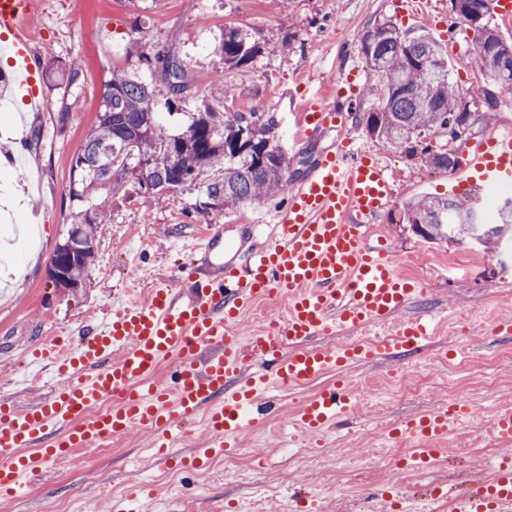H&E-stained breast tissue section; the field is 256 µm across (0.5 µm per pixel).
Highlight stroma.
Listing matches in <instances>:
<instances>
[{
  "mask_svg": "<svg viewBox=\"0 0 512 512\" xmlns=\"http://www.w3.org/2000/svg\"><path fill=\"white\" fill-rule=\"evenodd\" d=\"M38 6L33 48L43 65L76 58L81 70L72 82L59 75L39 81L45 112L27 111L20 97L0 95V130L9 134L0 143V382L6 396L22 406L49 394L54 380L18 372L15 356L44 338L81 335L111 311L114 296L144 299L159 282L190 275V248L208 226H223L225 237L238 238L244 224L253 223L259 242L272 231L277 198L197 215L188 211L194 189L159 199L131 183L118 193L103 183L96 196L114 199L96 217L94 258L82 288L67 292L50 281V257L72 212L81 208L70 197L72 160L96 121L105 81L113 69H126L153 83L157 109L165 111L167 90L148 61L168 50L193 78L170 126L186 122L201 104L223 105L229 88L234 111L274 115L273 135L284 145L293 134L284 114L287 99H303L340 70L355 71L362 100L349 125L360 145L387 166L398 193L372 234L386 240L422 290L399 318L427 320L430 337L421 349L347 365L344 373L359 389L356 407L325 432L323 447H312L296 420L301 403L333 386L335 374L288 387L273 381L259 417L240 438L236 466L225 467L219 456L207 469L183 468L181 456L205 438L203 418L183 424L166 464L149 454L150 432L137 428L121 443L83 451L81 466L48 465L23 487L15 512H50L58 502L74 503L76 512H111L113 498L121 496L130 497L138 512H292L298 499L317 500L323 512H390L385 496L394 488L426 497V512H441L444 500L434 497L435 489L458 493L468 478L492 469L501 448L488 421L469 418L451 427L437 467L428 471L395 472L410 443L390 435L399 421L461 400L480 401L490 413L512 405V334L499 327L500 320L512 319V252L429 242L413 233L404 203L450 195V174L370 138L362 122L382 83L366 65L360 36L389 21L440 40L461 92L479 97L494 91L492 125L476 121L462 154L485 141L491 127L512 130V87L498 85L474 62L473 30L461 24L454 39L445 37L450 0H431L416 20L402 0H290L282 12L270 0H158L141 18L127 0H38ZM228 26L247 30L260 52L253 62L225 70L217 84L215 47ZM90 30L95 39L87 38ZM34 132L38 142L21 148ZM405 371L410 384L397 386L396 376Z\"/></svg>",
  "mask_w": 512,
  "mask_h": 512,
  "instance_id": "stroma-1",
  "label": "stroma"
}]
</instances>
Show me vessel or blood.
<instances>
[{"instance_id":"b4317fda","label":"vessel or blood","mask_w":512,"mask_h":512,"mask_svg":"<svg viewBox=\"0 0 512 512\" xmlns=\"http://www.w3.org/2000/svg\"><path fill=\"white\" fill-rule=\"evenodd\" d=\"M36 0H0V49L14 66L13 91L31 110L45 111L36 77L40 58L31 46ZM358 88L315 93L293 114L294 143L324 129H341L340 141L300 179L288 201L275 210V231L257 246L224 238L222 226L195 244V259L216 269L191 290L162 283L144 302H128L70 342L39 345L19 366L36 372L53 367L61 384L40 401L20 407L0 401V492L10 493L44 467L72 459L115 434L134 427L152 431L156 456L169 458L175 430L205 414L207 436L187 464L206 467L234 448L249 420L246 410L269 380L303 384L355 361H369L421 347L425 324L405 320L393 336L338 349L312 341L337 327L382 326L417 293L400 263L367 228L395 203L386 167L353 149L345 134L349 112L358 107ZM488 148H476L453 176L460 182L512 180V131L491 134ZM282 296L288 307L268 330L243 338L235 328L242 313L260 299ZM177 357L174 383L156 377L162 361ZM111 412L92 414L105 395ZM355 393L346 380L306 399L300 431L322 444L326 428L353 411ZM471 406L452 405L410 420L396 436L416 442L409 464L432 467L436 442L469 415ZM456 512H512V454H502L491 481L473 483L456 496Z\"/></svg>"}]
</instances>
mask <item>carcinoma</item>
Masks as SVG:
<instances>
[{
  "label": "carcinoma",
  "mask_w": 512,
  "mask_h": 512,
  "mask_svg": "<svg viewBox=\"0 0 512 512\" xmlns=\"http://www.w3.org/2000/svg\"><path fill=\"white\" fill-rule=\"evenodd\" d=\"M467 12L482 17L477 32L475 57L492 78L504 69L512 78V43L500 35L494 22L496 0H460ZM361 50L372 71L383 83V95L366 112L365 126L371 137L398 151L423 157L436 169L452 171L460 163L452 152H436L431 141L439 137L448 122L458 117L459 89L448 69V57L439 43L427 34L410 35L396 27L386 31L378 25L366 30ZM223 67L214 71V81L222 82L224 69L251 62L259 53L249 33L238 27L224 28L215 48ZM155 72L162 83L174 82L184 90L192 78L183 60L174 52L156 57ZM181 130L172 129L156 111L155 91L126 71H113L105 82L96 122L86 135L72 161L70 194L81 201L85 192L102 181L112 182L119 191L128 181L152 183L158 193L176 192L197 186L198 196L190 209L199 214L238 208L266 198L283 197L290 192V159L277 143L266 150L271 128L242 123L244 114L202 104L191 113ZM186 139L174 159L168 152L173 140ZM216 172L207 182L198 183L206 171ZM107 203H92L75 215L64 240L79 247L95 239V218ZM406 223L424 217L430 241L454 242L469 236L473 226L483 232L481 244L512 247V208L496 210L492 217L474 212L468 195L446 198L423 196L406 204ZM51 261L64 267L67 276L82 281L89 263L83 253L70 254L56 247Z\"/></svg>",
  "instance_id": "1"
}]
</instances>
